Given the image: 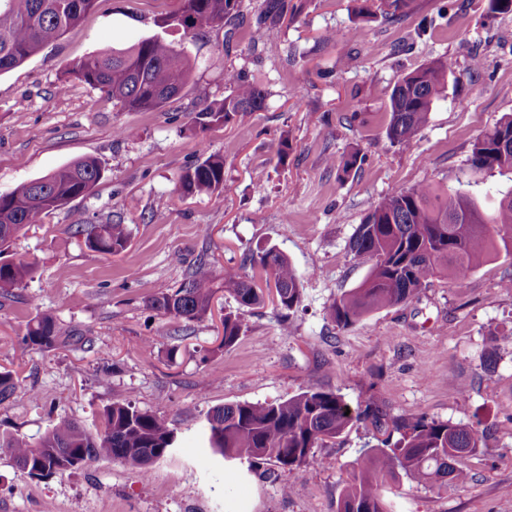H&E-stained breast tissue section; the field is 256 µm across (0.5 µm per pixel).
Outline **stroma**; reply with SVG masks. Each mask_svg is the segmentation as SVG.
Here are the masks:
<instances>
[{
  "label": "stroma",
  "mask_w": 512,
  "mask_h": 512,
  "mask_svg": "<svg viewBox=\"0 0 512 512\" xmlns=\"http://www.w3.org/2000/svg\"><path fill=\"white\" fill-rule=\"evenodd\" d=\"M178 6L98 0L78 26L0 75V194L82 157L103 169L89 195L26 226L10 247L35 271L0 302V370L17 381L0 404V435L34 443L62 416L92 427L106 405L126 398L176 433L173 453L146 477L102 460L33 478L0 453V512H336L352 461L380 446L388 425L357 424L318 449L323 465L274 479L203 446L214 408L310 388L336 392L354 410L373 399L392 418L424 414L483 430L477 452L459 462L466 482L440 490L389 482L390 512H512V256L491 257L460 282L438 277L413 300L345 329L329 316L368 273L349 241L384 195L462 184L489 208L512 190L510 171L468 170L476 137L512 115V13L491 14L488 0H415L406 18L388 23L358 19L353 0H307L256 49L245 25L229 38L220 26L181 38L193 77L151 112L123 109L71 75L84 56L156 33L157 20ZM438 57L448 61L444 96L410 146L393 145L394 84ZM228 70L263 86L265 109L195 130L197 112L230 93ZM284 137L292 150L282 165ZM353 150L364 161L339 178L327 158ZM212 153L224 158V192L183 195V171ZM112 215L131 231L127 249H88L76 225ZM267 247L300 277L302 301L289 319L269 304L239 308L221 291L212 315L195 321L146 305L200 255L224 275L244 276L247 256ZM227 312L240 314L243 333L224 350ZM42 314L79 344L24 349L22 336Z\"/></svg>",
  "instance_id": "1"
}]
</instances>
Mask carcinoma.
Returning a JSON list of instances; mask_svg holds the SVG:
<instances>
[{"mask_svg": "<svg viewBox=\"0 0 512 512\" xmlns=\"http://www.w3.org/2000/svg\"><path fill=\"white\" fill-rule=\"evenodd\" d=\"M96 0H0V75L20 66L47 44L58 40L80 22ZM413 0H359L355 12L399 21L411 12ZM300 0H262L251 19V40L257 47L275 37L281 23L302 13ZM240 0H181L168 16L157 21L162 34L145 37L112 54H92L76 62L70 73L93 89L134 111H155L179 95L189 83L193 66L167 33L184 36L214 25L225 34L243 23ZM230 93L196 115V126L226 125L245 112L265 108L267 93L252 79L226 71ZM448 87V62L434 59L403 75L389 98L387 136L392 144L413 143L429 120L435 103ZM475 173L512 171V116L480 134L468 159ZM102 178L94 158L71 161L53 172L0 195V256L20 231L40 222L50 211L64 208L90 194ZM186 195H213L224 191V158L211 154L188 167L180 177ZM88 248L103 254L125 250L130 235L126 225L110 218L80 224ZM349 248L371 262L365 280L343 292L330 307V317L346 329L365 315L407 303L445 272L454 281L465 278L486 259L503 251L512 255V191L495 211H482L461 189L417 185L383 197L362 218ZM249 262L259 278L224 276L201 258L181 284L148 300L159 314L187 321L211 313L216 284H222L242 308L271 301L284 317L301 302L298 275L288 258L273 247L251 254ZM22 260L0 259V294L7 295L31 274ZM238 315H224L221 346L232 347L241 336ZM25 344L45 350L62 344L55 320L42 315L28 326ZM16 381L0 371V404L10 399ZM347 404L333 391L309 389L285 400L220 406L207 415L203 436L207 447L222 457L252 465L270 464L289 471L320 464L314 448L336 439L356 423L379 419L380 407L369 401L365 409L346 414ZM398 439L383 448H370L352 463L346 486L336 500V512H387L381 488L388 479L404 478L425 488L463 483L467 473L456 466L459 458L480 445L476 430L425 415L393 421ZM174 430L161 418L132 401H116L100 413V423L89 431L68 417L59 420L33 444L24 438L0 436V451L19 469L53 468L55 453L74 454L88 466L116 460L148 475L149 465L171 455Z\"/></svg>", "mask_w": 512, "mask_h": 512, "instance_id": "obj_1", "label": "carcinoma"}]
</instances>
